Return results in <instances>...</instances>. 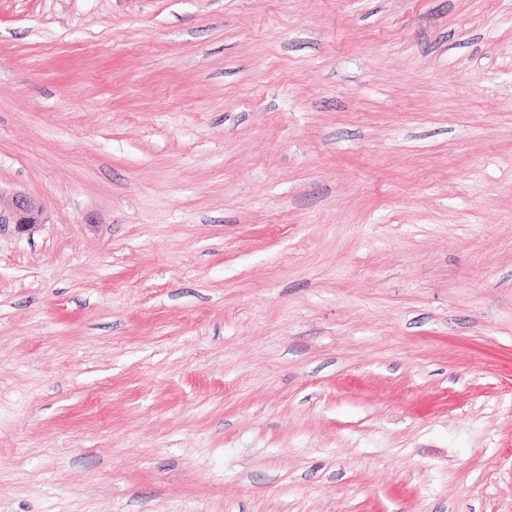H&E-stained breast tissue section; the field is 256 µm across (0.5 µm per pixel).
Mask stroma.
Returning a JSON list of instances; mask_svg holds the SVG:
<instances>
[{"mask_svg":"<svg viewBox=\"0 0 512 512\" xmlns=\"http://www.w3.org/2000/svg\"><path fill=\"white\" fill-rule=\"evenodd\" d=\"M0 512H512V0H0ZM43 207L27 194L13 192L6 203L0 189V237L30 235L39 224H43Z\"/></svg>","mask_w":512,"mask_h":512,"instance_id":"1","label":"stroma"}]
</instances>
